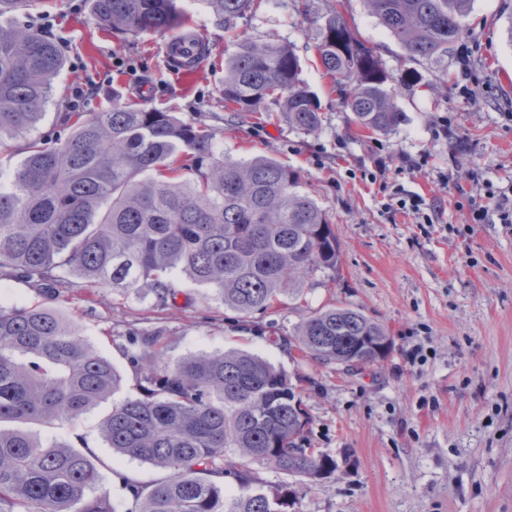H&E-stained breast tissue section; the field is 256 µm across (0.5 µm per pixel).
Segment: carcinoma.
<instances>
[{
	"mask_svg": "<svg viewBox=\"0 0 512 512\" xmlns=\"http://www.w3.org/2000/svg\"><path fill=\"white\" fill-rule=\"evenodd\" d=\"M229 29L255 0H205ZM100 27L138 37L184 26L176 0H90ZM408 59L438 62L461 38L471 0H364ZM336 0L311 16L317 52L357 129L386 135L402 120L392 77L360 41ZM65 67L38 30L0 24V142L37 128ZM295 51L274 39L245 38L224 58L217 97L235 112H266L306 134L322 124ZM59 130L22 145L0 182V277L53 302L75 277L176 306L181 281L215 292L237 325L295 294L317 275L334 277L341 249L326 212L279 160L224 157L207 127L158 108L114 105L63 112ZM163 331L129 337L135 395L114 405L101 435L112 452L169 471L146 491L125 484L127 512H290L296 492L265 485L273 469L311 483L336 474V459L314 452L305 426L303 376L232 349L163 363L142 353ZM276 340L301 361L363 370L392 350L385 327L362 309L313 312ZM122 373L56 310L0 306V512H110L83 438L46 442L51 429L96 407Z\"/></svg>",
	"mask_w": 512,
	"mask_h": 512,
	"instance_id": "carcinoma-1",
	"label": "carcinoma"
}]
</instances>
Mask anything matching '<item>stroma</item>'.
Listing matches in <instances>:
<instances>
[{
  "mask_svg": "<svg viewBox=\"0 0 512 512\" xmlns=\"http://www.w3.org/2000/svg\"><path fill=\"white\" fill-rule=\"evenodd\" d=\"M177 5L210 48L190 81L173 74L166 34L132 38L102 29L87 0H31L16 22L37 28L52 20L49 36L66 60L37 135L56 130L72 91L82 87L90 92L85 111L108 110L116 100L154 107L212 129L227 158L271 155L297 171L329 215L341 245L340 274L309 281L298 298L254 314L252 331L237 328L235 312L189 281L174 309L109 288L63 290L57 309L124 383L43 439H85L113 512H126L125 482L149 488L164 480L166 471L113 455L100 435L113 403L135 393L127 335L161 328L165 340L155 352L162 361L241 348L305 376L311 447L351 463L316 484L298 480L295 512H512V225L494 219L468 227L459 205L464 196L484 203L488 184L512 198V126L504 119L512 113V0H472L458 48L438 64L407 59L363 0H346L347 20L391 74L403 114L394 131L373 138L350 123L319 62L318 30L299 16L295 0H261L230 31L205 0ZM269 36L294 49L303 82L321 102L316 133L264 112L231 111L215 94L236 42ZM442 115L452 127L438 138L433 125ZM406 155L428 159L424 171L398 181L437 200V223L386 212L376 186L361 178L376 159L394 167ZM471 167L481 169L484 185L465 179ZM335 304L363 309L392 338L389 357L364 374L299 362L275 341Z\"/></svg>",
  "mask_w": 512,
  "mask_h": 512,
  "instance_id": "35a3bbf8",
  "label": "stroma"
}]
</instances>
